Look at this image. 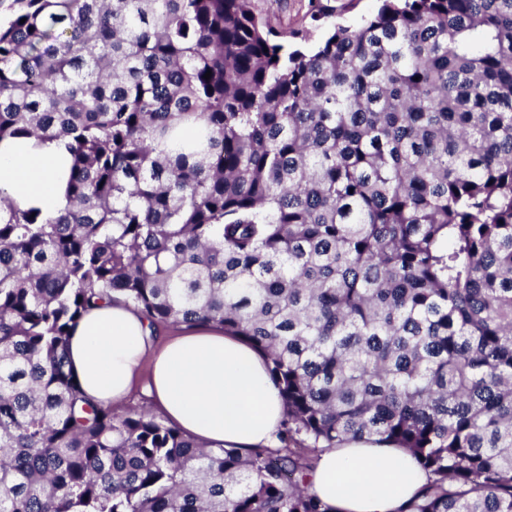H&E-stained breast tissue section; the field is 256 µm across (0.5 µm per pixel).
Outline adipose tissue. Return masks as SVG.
Masks as SVG:
<instances>
[{
    "mask_svg": "<svg viewBox=\"0 0 512 512\" xmlns=\"http://www.w3.org/2000/svg\"><path fill=\"white\" fill-rule=\"evenodd\" d=\"M71 155L55 140L0 142V188L21 209L62 210ZM69 363L86 396L122 406L142 370L167 421L211 446L269 448L285 418L267 359L213 323L159 335L141 311L115 300L91 308L71 336ZM426 476L405 451L350 442L320 453L306 488L333 512H408Z\"/></svg>",
    "mask_w": 512,
    "mask_h": 512,
    "instance_id": "adipose-tissue-1",
    "label": "adipose tissue"
}]
</instances>
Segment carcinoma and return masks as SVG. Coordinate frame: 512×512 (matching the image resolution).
Returning a JSON list of instances; mask_svg holds the SVG:
<instances>
[{"instance_id":"cac0c4a2","label":"carcinoma","mask_w":512,"mask_h":512,"mask_svg":"<svg viewBox=\"0 0 512 512\" xmlns=\"http://www.w3.org/2000/svg\"><path fill=\"white\" fill-rule=\"evenodd\" d=\"M330 27L0 0V140L72 155L52 218L0 189V512H331L310 452L361 441L427 473L410 512H512V0ZM116 295L262 352L279 446L88 400L69 336Z\"/></svg>"}]
</instances>
